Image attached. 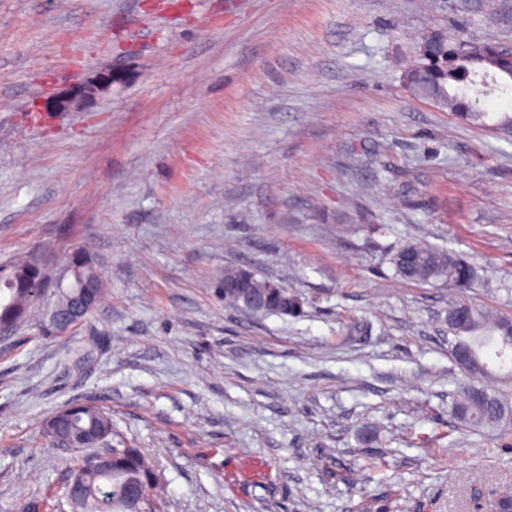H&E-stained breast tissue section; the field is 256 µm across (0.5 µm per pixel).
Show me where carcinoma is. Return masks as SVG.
<instances>
[{"label":"carcinoma","instance_id":"carcinoma-1","mask_svg":"<svg viewBox=\"0 0 512 512\" xmlns=\"http://www.w3.org/2000/svg\"><path fill=\"white\" fill-rule=\"evenodd\" d=\"M461 38H431L432 56L413 65L404 75L403 83L408 92L429 99L437 105L457 113L462 118L479 123L485 116L476 97L488 93L479 88L476 77L488 78L491 68L488 50L481 47L462 57ZM74 270L82 277L91 276L97 299H102L105 289L96 266L88 253L78 250L69 259ZM395 274L413 282L442 281L450 287L468 288L475 279V269L467 261L442 249L418 244H407L395 250L390 258ZM5 285L0 278V292L8 301L0 303V326L16 325L37 313L45 316V306L38 299L34 285L52 279L49 269L32 259L22 260L8 270ZM452 308L464 314L448 322L456 335L454 347L469 349L471 368L466 373L479 382L485 379L512 380V369L488 362L486 356L500 339L512 336V318L493 317L484 309L460 300ZM484 396L473 393L471 386L461 391L455 405V415L464 425L472 428L505 426L512 422V408L500 394L483 390ZM65 421V432L70 435H95L109 442L115 436L112 413L93 400L66 405L57 410ZM111 457L102 462L98 450L92 448L73 465L70 475L80 478V492L70 504L72 512H99L102 496L112 499V512H160L163 502L160 479L143 451L123 440L110 447ZM134 485L140 490V500L130 506L124 500L125 488Z\"/></svg>","mask_w":512,"mask_h":512}]
</instances>
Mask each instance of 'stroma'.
Instances as JSON below:
<instances>
[{"mask_svg":"<svg viewBox=\"0 0 512 512\" xmlns=\"http://www.w3.org/2000/svg\"><path fill=\"white\" fill-rule=\"evenodd\" d=\"M512 45V0H0V268L81 249L110 294L0 335V512L77 450L94 397L166 512H492L512 433L458 423V299L512 318V91L473 124L403 88L432 33ZM96 86L77 107L63 92ZM418 243L478 272L397 277ZM293 315L225 304L229 266ZM59 414L65 421V432L70 435H95L108 444L114 437L112 413L93 400L66 405L50 416ZM49 416V417H50Z\"/></svg>","mask_w":512,"mask_h":512,"instance_id":"35a3bbf8","label":"stroma"}]
</instances>
